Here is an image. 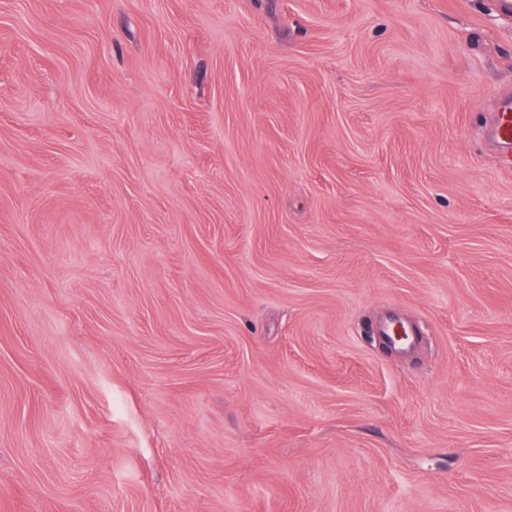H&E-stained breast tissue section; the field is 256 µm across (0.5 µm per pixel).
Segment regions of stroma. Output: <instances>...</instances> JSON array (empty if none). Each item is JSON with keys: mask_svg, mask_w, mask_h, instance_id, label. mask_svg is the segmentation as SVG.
<instances>
[{"mask_svg": "<svg viewBox=\"0 0 512 512\" xmlns=\"http://www.w3.org/2000/svg\"><path fill=\"white\" fill-rule=\"evenodd\" d=\"M507 96L498 0H0V512H512ZM487 137L496 145L499 163L504 168H512V98L501 101L499 112L487 130Z\"/></svg>", "mask_w": 512, "mask_h": 512, "instance_id": "obj_1", "label": "stroma"}]
</instances>
